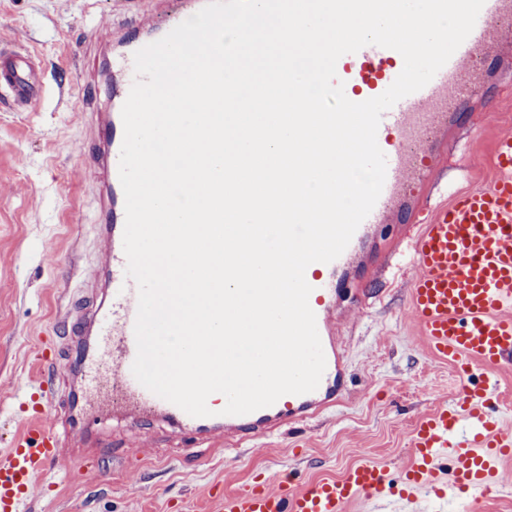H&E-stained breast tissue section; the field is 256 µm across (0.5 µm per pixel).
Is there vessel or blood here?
Returning <instances> with one entry per match:
<instances>
[{"label":"vessel or blood","instance_id":"vessel-or-blood-1","mask_svg":"<svg viewBox=\"0 0 512 512\" xmlns=\"http://www.w3.org/2000/svg\"><path fill=\"white\" fill-rule=\"evenodd\" d=\"M205 3L177 0L158 25H146L137 39L114 32L94 41L102 54L94 84L105 105L90 115L94 136L84 154L97 175L103 264L86 285L79 315L66 309L59 314L68 325L73 363L67 398L57 404L44 388H36L29 396L26 427L0 454V512H18L33 493L35 476L56 467L71 471L79 460L99 454L102 443L94 427L112 407L146 422L159 420L172 429L191 431L198 445L207 447L239 446L334 407L348 387L335 324L342 275L361 262L369 233L406 210L424 217L408 246L417 274L407 306L431 355L455 371L453 404H437L417 421L410 443L413 461L400 486H393L386 466L365 460L338 478L302 486L285 480L273 489L257 485L221 495L217 512H348L357 500L393 494L403 512H417L421 492L446 485L467 491L454 498L455 512H476L502 483L501 461L512 457V430L491 413L498 392L478 379L479 373L512 362V133L496 140L498 175L490 184L431 210L425 199L433 185V160L448 133L450 109L478 88L481 55L512 40V0H485L472 32L433 79L383 113L377 132L387 158L382 192L344 252L333 262L317 263L306 276L326 361L318 387L282 396L241 416L220 414L218 401L212 400L211 416L193 417L146 389L132 373L138 287L126 275L119 160L121 109L135 80V52L164 37ZM403 65L396 50L368 45L343 55L336 72L346 96L362 102L382 94ZM43 96L41 60L28 49L0 46V103L24 111ZM49 406L54 416L47 424L42 416Z\"/></svg>","mask_w":512,"mask_h":512}]
</instances>
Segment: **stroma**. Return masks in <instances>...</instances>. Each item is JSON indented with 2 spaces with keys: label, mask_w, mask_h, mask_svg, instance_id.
Returning <instances> with one entry per match:
<instances>
[{
  "label": "stroma",
  "mask_w": 512,
  "mask_h": 512,
  "mask_svg": "<svg viewBox=\"0 0 512 512\" xmlns=\"http://www.w3.org/2000/svg\"><path fill=\"white\" fill-rule=\"evenodd\" d=\"M112 26V0H0V41L22 44L44 65L46 93L17 112L0 106V452L20 427L18 398L38 375L40 342L63 344L58 311L78 300L99 263L92 194L95 177L80 148L90 138L86 74L98 59L82 47L89 29ZM485 82L460 108L436 163L428 205L489 182L497 137L512 131V44L486 55ZM68 103H61V93ZM413 271L397 252L384 275L354 270L341 295V328L351 394L333 410L244 448L187 454L162 423L134 430L117 414L97 427L109 450L65 477H36L25 512H215V489L259 482L275 487L286 471L303 481L337 478L365 458L393 473L411 459L418 418L451 402L453 368L435 361L406 306ZM364 306L352 309L354 295Z\"/></svg>",
  "instance_id": "35a3bbf8"
}]
</instances>
